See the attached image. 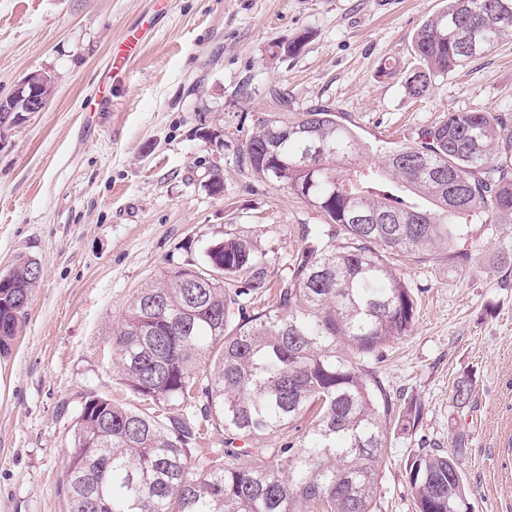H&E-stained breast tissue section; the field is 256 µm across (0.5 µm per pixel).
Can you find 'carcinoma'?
<instances>
[{"instance_id": "cac0c4a2", "label": "carcinoma", "mask_w": 512, "mask_h": 512, "mask_svg": "<svg viewBox=\"0 0 512 512\" xmlns=\"http://www.w3.org/2000/svg\"><path fill=\"white\" fill-rule=\"evenodd\" d=\"M512 39V0H448L414 37L410 94ZM379 163H361L371 151ZM254 179L296 196L322 224L273 303L235 320L266 288L263 253L227 233L204 268L162 272L138 290L108 340L112 369L144 409L90 395L74 417L66 512H374L389 396L367 363L408 335L417 303L387 255L448 254L469 226L512 221V135L492 112H449L415 144L373 147L328 108L256 119L239 155ZM41 277L0 271V354L10 350ZM472 379L452 401L465 409ZM384 411H379V406ZM424 407L399 413L404 431ZM224 447L203 452L213 429ZM457 435L407 464L416 512H467ZM253 457L243 467L241 456Z\"/></svg>"}]
</instances>
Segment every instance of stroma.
<instances>
[{
  "mask_svg": "<svg viewBox=\"0 0 512 512\" xmlns=\"http://www.w3.org/2000/svg\"><path fill=\"white\" fill-rule=\"evenodd\" d=\"M444 0H0V97L49 75L46 108L0 135V270L42 271L27 319L0 355V512H65L62 486L82 397L135 403L107 341L137 290L159 272L201 265L235 232L265 256V278L291 275L301 228L320 213L247 176L237 149L259 114L328 105L363 140L417 142L446 113L475 109L512 131V40L425 96L405 80L417 29ZM145 32L125 72L112 50ZM306 35L301 51L281 46ZM399 66L381 75L384 62ZM251 88L250 97L239 95ZM202 127L224 131L205 147ZM220 171L224 191L207 188ZM468 260L389 262L419 301L411 334L371 370L391 397L418 401L416 430L386 419L389 444L374 512H415L407 463L421 444L462 460L473 512H512V223L476 224ZM474 379L464 410L454 382Z\"/></svg>",
  "mask_w": 512,
  "mask_h": 512,
  "instance_id": "1",
  "label": "stroma"
}]
</instances>
